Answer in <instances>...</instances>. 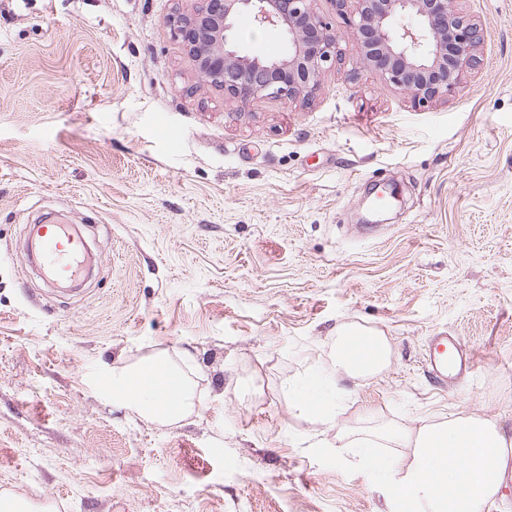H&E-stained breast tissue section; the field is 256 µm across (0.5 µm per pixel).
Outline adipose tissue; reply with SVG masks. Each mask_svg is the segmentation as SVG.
Wrapping results in <instances>:
<instances>
[{"label": "adipose tissue", "mask_w": 512, "mask_h": 512, "mask_svg": "<svg viewBox=\"0 0 512 512\" xmlns=\"http://www.w3.org/2000/svg\"><path fill=\"white\" fill-rule=\"evenodd\" d=\"M389 355V341L380 331L355 324L339 326L334 358L324 369L294 386V407L334 422L336 406L346 398L341 379L376 375L387 366ZM166 377L178 383L171 402L162 384ZM111 381L108 396L113 406L142 417L171 424L196 407L190 378L161 356L114 370ZM360 446L411 451L407 461L380 458L375 462L376 470L393 477L389 512H401L405 498L412 502L414 512H486L500 490L512 440L495 422L469 415L415 430L385 425Z\"/></svg>", "instance_id": "adipose-tissue-1"}]
</instances>
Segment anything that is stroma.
Instances as JSON below:
<instances>
[{"instance_id": "1", "label": "stroma", "mask_w": 512, "mask_h": 512, "mask_svg": "<svg viewBox=\"0 0 512 512\" xmlns=\"http://www.w3.org/2000/svg\"><path fill=\"white\" fill-rule=\"evenodd\" d=\"M200 4L0 0V489L47 512H387L343 430L472 415L512 437V0H458L483 66L424 104L355 72L354 0H316L341 64L243 107L164 25ZM33 224L89 242L82 292L25 261ZM344 324L390 362L328 424L288 388ZM440 331L480 361L445 390L423 367ZM159 354L198 399L171 425L103 392Z\"/></svg>"}]
</instances>
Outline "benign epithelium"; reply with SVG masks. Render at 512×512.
Wrapping results in <instances>:
<instances>
[{"label":"benign epithelium","mask_w":512,"mask_h":512,"mask_svg":"<svg viewBox=\"0 0 512 512\" xmlns=\"http://www.w3.org/2000/svg\"><path fill=\"white\" fill-rule=\"evenodd\" d=\"M315 0H203L183 17L167 19L208 84L240 105L260 96L293 100L313 93L327 63L340 61L338 33L314 9ZM457 0H357L353 33L359 67L428 102L450 96L480 70L484 24ZM288 39V52L265 58L238 44L235 20Z\"/></svg>","instance_id":"benign-epithelium-1"}]
</instances>
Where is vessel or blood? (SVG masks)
<instances>
[{"instance_id":"obj_1","label":"vessel or blood","mask_w":512,"mask_h":512,"mask_svg":"<svg viewBox=\"0 0 512 512\" xmlns=\"http://www.w3.org/2000/svg\"><path fill=\"white\" fill-rule=\"evenodd\" d=\"M39 266L49 281L72 282L83 273L82 259L87 251L84 238L64 224H40ZM424 368L434 382H448L475 374L478 361L475 353L459 337L440 332L430 337L424 355Z\"/></svg>"}]
</instances>
